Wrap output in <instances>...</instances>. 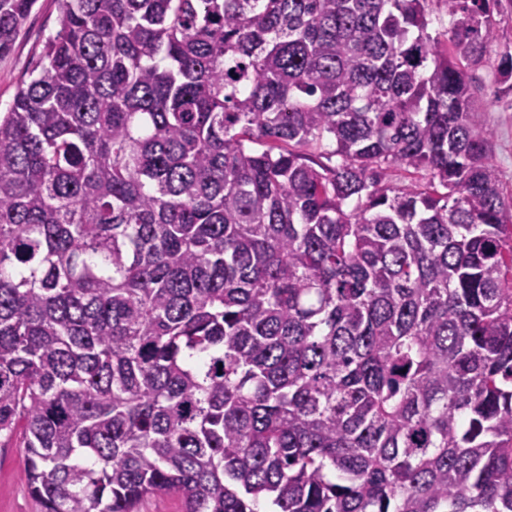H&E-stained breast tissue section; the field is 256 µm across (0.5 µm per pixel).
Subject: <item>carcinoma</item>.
<instances>
[{"mask_svg": "<svg viewBox=\"0 0 512 512\" xmlns=\"http://www.w3.org/2000/svg\"><path fill=\"white\" fill-rule=\"evenodd\" d=\"M36 0H0V54ZM58 0L0 114V435L43 512H512L501 0ZM430 172L395 186L385 172ZM425 8L427 18L431 20L428 32L432 36L441 34L442 39H444L443 35L447 34L451 20L443 0H427ZM494 54L478 67L468 70L471 90L481 107L480 120L489 143L490 155L496 165L505 201L512 198V93L495 91L503 88L496 83ZM137 512H186L180 496L174 493L159 494L144 498Z\"/></svg>", "mask_w": 512, "mask_h": 512, "instance_id": "obj_1", "label": "carcinoma"}]
</instances>
